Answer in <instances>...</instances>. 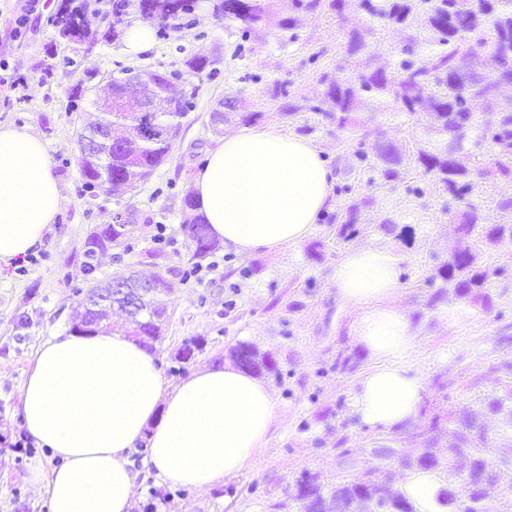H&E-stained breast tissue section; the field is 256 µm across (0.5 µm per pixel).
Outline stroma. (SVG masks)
Segmentation results:
<instances>
[{"label":"stroma","mask_w":512,"mask_h":512,"mask_svg":"<svg viewBox=\"0 0 512 512\" xmlns=\"http://www.w3.org/2000/svg\"><path fill=\"white\" fill-rule=\"evenodd\" d=\"M60 2L0 0V124L27 128L46 143L63 196L56 223L30 261L0 268V512H48L44 491L27 480L32 459L47 452L39 448L29 455L16 446L24 436L21 387L42 341L73 328V291L84 284L88 229L111 223L113 213L126 208L137 210L139 221L125 244L102 255L96 276L109 280L150 267L170 280L160 360H168L183 339L198 336L207 345L191 369L232 361L242 345L277 367L260 378L277 400L279 427L227 483V495L193 489L159 503L157 512H303L291 498L300 471L331 486L374 463L376 448L395 449L399 461L392 474L400 476L403 459L417 457L428 439L443 438L433 415L466 412L474 392L495 386L494 365L512 361V239L474 244L477 267L504 271L487 286L490 307L439 293L426 281L459 246L461 204L449 203L447 193L417 171L387 182L355 157L357 149L369 152L378 144L407 159L431 147L436 139L421 113L393 98L382 105L368 98L355 125L341 129L319 112L329 84L354 79L359 70V58L346 53L352 31L364 34L377 64L392 74L405 29L370 23L354 0L340 12L331 0H321L314 12L294 9L291 0H270L263 19L249 28L215 16L209 0H200L190 26L131 54L125 32L139 23L138 13L112 18L114 39L69 45L51 24ZM200 52L215 61L217 80L188 68ZM121 65L182 71L198 88L196 106L183 118L166 162L147 182L123 197H93L75 162L76 132L95 119L94 91ZM79 84L87 91L77 99L72 90ZM220 98L232 101L235 111L225 133L243 129V116L253 113L257 128L311 139L334 172L335 204L300 244L251 256L223 248L199 263L198 278L186 280L182 273L194 262L195 247L181 229L182 201L207 153L222 142L208 129L209 110ZM473 183L469 203L484 211L488 223H497V204L512 195V184L478 177ZM353 206L357 232L337 242L336 226ZM368 246L404 256L395 303L416 327L410 360L422 378V401L416 420L393 433L370 429L353 411L354 383L371 360L353 334L354 312L332 283L342 256ZM452 308L461 311L454 322L444 317ZM343 359L348 366L341 370L336 363Z\"/></svg>","instance_id":"stroma-1"}]
</instances>
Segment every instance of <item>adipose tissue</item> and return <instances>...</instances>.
I'll return each instance as SVG.
<instances>
[{"label":"adipose tissue","instance_id":"1","mask_svg":"<svg viewBox=\"0 0 512 512\" xmlns=\"http://www.w3.org/2000/svg\"><path fill=\"white\" fill-rule=\"evenodd\" d=\"M333 182L309 139L249 129L225 136L197 170L193 191L212 235L251 255L304 241L333 206ZM61 203L43 140L0 124V264L40 246ZM403 261L387 248L352 249L334 275L372 360L356 382L353 410L379 431L407 427L421 402V379L405 361L413 326L392 303ZM18 414L28 439L49 453L28 471L49 512H130L143 475L169 486L224 485L252 463L279 418L270 388L237 366L203 367L173 385L155 354L114 331L46 338ZM138 447L137 467L130 455ZM443 486L440 474L415 470L403 489L417 512H446L437 500Z\"/></svg>","mask_w":512,"mask_h":512}]
</instances>
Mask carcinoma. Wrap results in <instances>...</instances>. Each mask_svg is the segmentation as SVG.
Returning a JSON list of instances; mask_svg holds the SVG:
<instances>
[{"label":"carcinoma","mask_w":512,"mask_h":512,"mask_svg":"<svg viewBox=\"0 0 512 512\" xmlns=\"http://www.w3.org/2000/svg\"><path fill=\"white\" fill-rule=\"evenodd\" d=\"M358 6L373 20H388L425 33V40L438 46L432 61L424 65L419 60L417 36L411 35L401 48L402 59L398 73L391 77L370 62L358 74L354 83H332L326 97L331 102L334 115L330 119L343 128L354 121L353 114L363 99H380L392 93L399 97L407 110L416 111L424 92H429L425 110L427 128L438 137L442 146L434 151L420 149L417 162L423 174L441 183L455 198H461L472 188L471 173L460 160L467 149L469 134L475 126L476 113L496 114L491 124L483 128V138L490 140L496 152L489 159L473 154L478 174L499 176L512 183V100L500 99L493 77L505 63L504 48H512V0H358ZM267 0H221L217 11L224 18L238 20L246 25L260 21L266 13ZM58 34L69 41H94L98 31L91 29L85 19L75 20L59 14L51 19ZM486 57L488 73L485 79L465 87L457 81V73L469 65L473 58ZM181 102L175 112H161L157 122L167 125L186 115L194 107L192 98ZM98 124L126 132L125 146L112 148V142L97 144L92 153L76 157L79 173L86 186L101 178L112 179V195L120 197L126 189L137 188L146 181L166 160L170 143L162 138L144 143L139 139L137 119L133 112L122 109L103 112ZM455 144V156L448 160V141ZM378 169L387 181L399 177L398 167L402 157L392 147L381 145L375 151ZM183 209L184 234L195 244V257L204 258L219 248L210 236L209 227L202 215L196 212L193 198L185 197ZM461 246L438 271L448 289L458 297H468L485 305L490 296L483 291L490 277L498 271L478 270L471 252L474 236L483 234L490 241L512 238V223L487 224L480 209L469 207L463 211L456 225ZM128 224H95L84 241L83 270L96 272L98 256L115 245L127 241ZM78 297L79 322L76 328L84 330L89 321L95 330L107 329L109 316L100 311L91 314L87 309L84 289H75ZM167 308L159 301V294L149 295L140 304L138 320L132 326V336L148 350L164 339L163 329ZM206 341L191 338L171 353L168 372L182 375L186 365L204 350ZM499 373L497 387L476 395L474 408L463 416L451 413L433 417V424L443 422L446 429L447 455L439 457L426 448L417 458L414 468L443 474L445 487L438 494V501L448 507V512H512V449L502 448L498 459L490 461L483 455L487 444L485 428H474L479 418L492 413L499 417L500 440L512 439V362L503 361L493 367ZM388 456L375 465L368 466L361 475L345 478L332 487L331 496L339 512H416L413 503L394 486ZM486 469L489 479L482 488L469 490L464 485V473L472 469ZM292 499L303 503L306 512H326L324 485L317 476L303 472L295 480Z\"/></svg>","instance_id":"carcinoma-1"}]
</instances>
